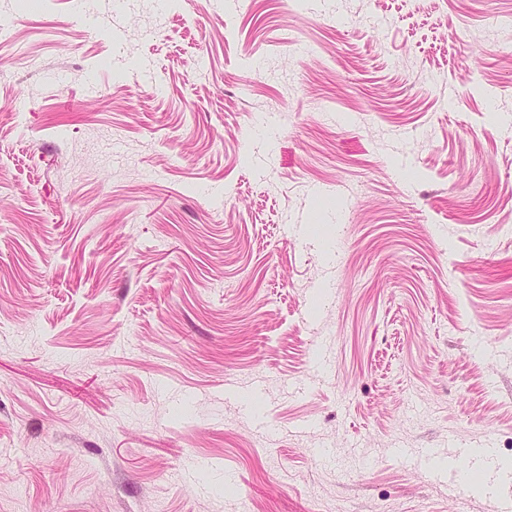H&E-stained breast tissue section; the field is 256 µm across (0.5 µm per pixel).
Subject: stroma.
Wrapping results in <instances>:
<instances>
[{
    "label": "stroma",
    "mask_w": 512,
    "mask_h": 512,
    "mask_svg": "<svg viewBox=\"0 0 512 512\" xmlns=\"http://www.w3.org/2000/svg\"><path fill=\"white\" fill-rule=\"evenodd\" d=\"M508 502L512 0H0V512Z\"/></svg>",
    "instance_id": "35a3bbf8"
}]
</instances>
